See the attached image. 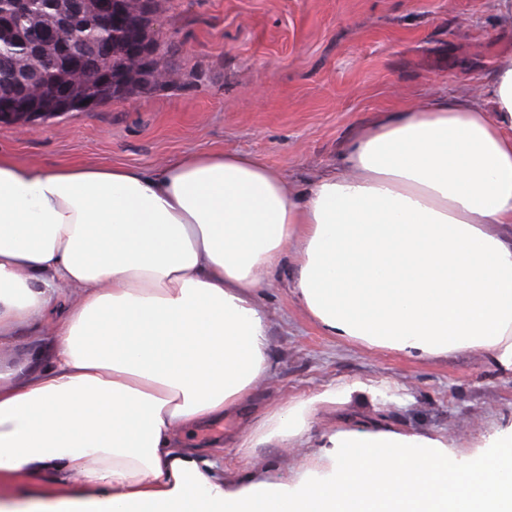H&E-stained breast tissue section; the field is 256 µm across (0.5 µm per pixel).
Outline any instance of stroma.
<instances>
[{
  "label": "stroma",
  "instance_id": "stroma-1",
  "mask_svg": "<svg viewBox=\"0 0 512 512\" xmlns=\"http://www.w3.org/2000/svg\"><path fill=\"white\" fill-rule=\"evenodd\" d=\"M159 23L180 48L177 84L85 112L0 121V154L27 165L157 167L208 150L247 152L290 189L334 168L343 142L387 112L447 93L483 100L512 64V21L501 0H168ZM273 367L243 417L198 430L245 475L232 434L266 408L354 381L379 386L353 402L357 420L384 418L441 432L466 448L512 419V377L477 352L420 362L323 335L287 279L263 290Z\"/></svg>",
  "mask_w": 512,
  "mask_h": 512
}]
</instances>
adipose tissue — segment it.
<instances>
[{"label": "adipose tissue", "mask_w": 512, "mask_h": 512, "mask_svg": "<svg viewBox=\"0 0 512 512\" xmlns=\"http://www.w3.org/2000/svg\"><path fill=\"white\" fill-rule=\"evenodd\" d=\"M283 272L324 335L512 375V64L485 102L361 128L297 194L244 153L152 171L0 155V349L36 339L0 364V480L55 489L0 512H512V424L465 453L348 418L312 440L321 405L377 396L361 382L267 408L237 440L245 477L189 442L269 377L258 298ZM303 442L290 473L255 455Z\"/></svg>", "instance_id": "ef3b65f1"}]
</instances>
